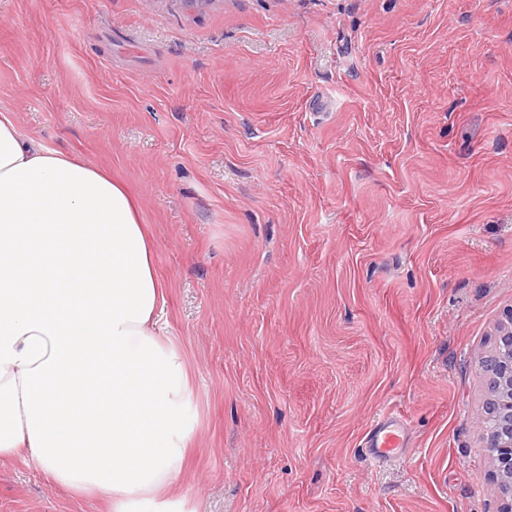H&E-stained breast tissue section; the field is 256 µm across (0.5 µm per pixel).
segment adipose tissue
I'll return each mask as SVG.
<instances>
[{
	"label": "adipose tissue",
	"mask_w": 512,
	"mask_h": 512,
	"mask_svg": "<svg viewBox=\"0 0 512 512\" xmlns=\"http://www.w3.org/2000/svg\"><path fill=\"white\" fill-rule=\"evenodd\" d=\"M19 232L27 251L13 247ZM163 303L123 186L0 115V463L29 457L114 512L162 494L192 433Z\"/></svg>",
	"instance_id": "1"
}]
</instances>
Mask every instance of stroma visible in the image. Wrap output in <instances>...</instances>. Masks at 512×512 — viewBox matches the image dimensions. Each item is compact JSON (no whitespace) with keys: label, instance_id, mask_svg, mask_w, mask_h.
<instances>
[{"label":"stroma","instance_id":"stroma-1","mask_svg":"<svg viewBox=\"0 0 512 512\" xmlns=\"http://www.w3.org/2000/svg\"><path fill=\"white\" fill-rule=\"evenodd\" d=\"M2 112L151 230L193 431L141 512H498L512 0H0ZM0 512L113 510L13 460ZM496 350L484 358L481 367L490 380L486 407L475 419L483 434L484 448H489L496 478L503 495L500 512L512 511V309L498 329ZM363 448L370 462L378 465L385 464L398 457L400 439L397 428L386 421H379L373 429V434Z\"/></svg>","mask_w":512,"mask_h":512}]
</instances>
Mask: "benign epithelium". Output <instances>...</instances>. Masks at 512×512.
Listing matches in <instances>:
<instances>
[{"label": "benign epithelium", "mask_w": 512, "mask_h": 512, "mask_svg": "<svg viewBox=\"0 0 512 512\" xmlns=\"http://www.w3.org/2000/svg\"><path fill=\"white\" fill-rule=\"evenodd\" d=\"M496 350L487 356L490 396L475 424L483 434L503 495L501 512H512V309L498 329Z\"/></svg>", "instance_id": "benign-epithelium-1"}]
</instances>
